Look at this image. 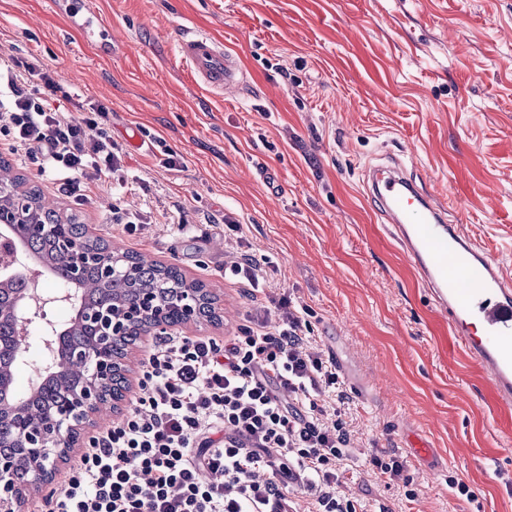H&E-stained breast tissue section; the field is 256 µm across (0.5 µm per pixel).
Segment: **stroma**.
<instances>
[{
    "instance_id": "1",
    "label": "stroma",
    "mask_w": 512,
    "mask_h": 512,
    "mask_svg": "<svg viewBox=\"0 0 512 512\" xmlns=\"http://www.w3.org/2000/svg\"><path fill=\"white\" fill-rule=\"evenodd\" d=\"M91 11L111 29V54L52 0H0V57L35 55L111 108L126 181L91 176L78 202L0 141L13 175L105 243L212 292L221 318L196 336L223 340L253 314L277 321L285 294L305 307L318 350L346 364L345 491L368 512H512V407L463 364L365 176L382 159L405 160L512 273V0H92ZM185 25L231 46L241 93L213 92L181 64ZM166 146L178 169L161 167ZM116 205L141 216V230L113 225ZM246 250L270 260L253 297L224 274ZM416 436L438 470L411 457ZM378 450L406 458L410 488L375 479Z\"/></svg>"
}]
</instances>
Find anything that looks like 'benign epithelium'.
<instances>
[{
  "label": "benign epithelium",
  "mask_w": 512,
  "mask_h": 512,
  "mask_svg": "<svg viewBox=\"0 0 512 512\" xmlns=\"http://www.w3.org/2000/svg\"><path fill=\"white\" fill-rule=\"evenodd\" d=\"M0 156V314L7 315L19 326L18 349L15 358L28 352L32 343H38L48 355V361L36 368L35 374L50 372L56 358L55 345L61 336L57 324L47 319L46 308L60 302L73 303L76 291L62 288L50 293L39 287L38 281L29 280L24 299L17 303L10 299L8 289L14 278L21 274L22 263L17 244L33 234L51 232L55 226L39 223L37 216L42 208H54L46 199L31 197L17 178H10L1 170ZM90 236L67 245L65 261L72 268V282L82 276L88 263H97L109 280L127 275L125 252L109 246L97 252L86 246ZM215 304L207 290L193 282H184L171 300L163 301L159 289H138L131 301H114L96 308L84 306L75 311L70 328L95 322L100 327L91 347L71 354V369L81 373L73 384L71 406L48 414L32 423H14L21 414L22 401L11 406L0 405V421L15 424V438L25 449V457L9 452L0 453V512H16L33 493H52L59 462L67 459L82 442V433L92 424L93 417L106 410L105 388L115 386L121 400L112 403V410L120 411L121 401L133 390L127 374L125 358L112 356V346L128 336H165L171 328H188L201 318L202 306ZM44 320L43 332L30 336L26 326L35 317ZM31 473L25 488H20L18 475Z\"/></svg>",
  "instance_id": "benign-epithelium-1"
}]
</instances>
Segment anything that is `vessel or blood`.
<instances>
[{
    "mask_svg": "<svg viewBox=\"0 0 512 512\" xmlns=\"http://www.w3.org/2000/svg\"><path fill=\"white\" fill-rule=\"evenodd\" d=\"M178 58L216 92L237 89L243 71L222 42L184 30ZM371 200L420 274L438 314L447 321L467 359L489 374L490 391L512 404V275L465 232L448 223L446 206L419 188L404 164L371 175Z\"/></svg>",
    "mask_w": 512,
    "mask_h": 512,
    "instance_id": "obj_1",
    "label": "vessel or blood"
}]
</instances>
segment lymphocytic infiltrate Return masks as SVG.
I'll return each instance as SVG.
<instances>
[{
  "label": "lymphocytic infiltrate",
  "instance_id": "1",
  "mask_svg": "<svg viewBox=\"0 0 512 512\" xmlns=\"http://www.w3.org/2000/svg\"><path fill=\"white\" fill-rule=\"evenodd\" d=\"M110 110L84 105L31 55L0 60V137L79 196L117 173ZM233 336H164L141 393L93 436L48 512H363L347 496L351 400L310 336L305 308Z\"/></svg>",
  "mask_w": 512,
  "mask_h": 512
}]
</instances>
